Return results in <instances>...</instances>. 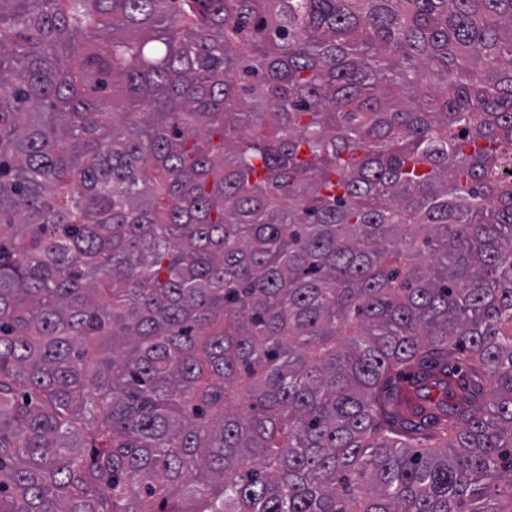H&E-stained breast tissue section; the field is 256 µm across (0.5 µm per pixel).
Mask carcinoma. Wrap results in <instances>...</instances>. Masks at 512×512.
<instances>
[{
  "mask_svg": "<svg viewBox=\"0 0 512 512\" xmlns=\"http://www.w3.org/2000/svg\"><path fill=\"white\" fill-rule=\"evenodd\" d=\"M0 512H512V0H0Z\"/></svg>",
  "mask_w": 512,
  "mask_h": 512,
  "instance_id": "cac0c4a2",
  "label": "carcinoma"
}]
</instances>
